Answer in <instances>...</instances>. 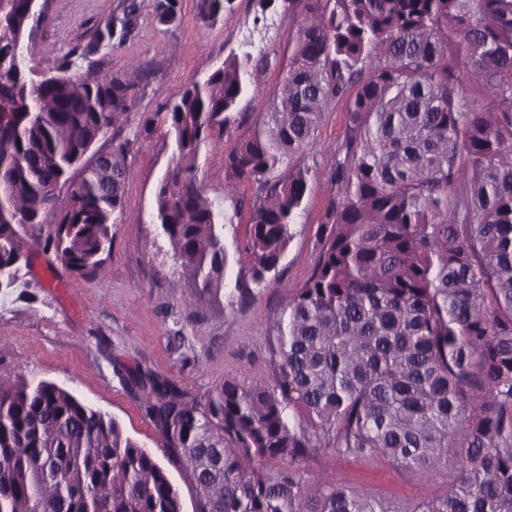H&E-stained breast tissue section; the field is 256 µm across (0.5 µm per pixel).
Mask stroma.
<instances>
[{"mask_svg":"<svg viewBox=\"0 0 512 512\" xmlns=\"http://www.w3.org/2000/svg\"><path fill=\"white\" fill-rule=\"evenodd\" d=\"M156 5L157 0H38L42 16L29 39L33 72H53L69 58L84 78L132 63L149 64L152 77L122 127L131 177L110 258L93 277L83 278L56 260L48 243L50 225L26 235L29 263L12 288H0V379L23 375L64 386L119 421L128 436L163 461L164 441L129 375L148 369L201 399L227 379L247 385L273 381V326L291 292L302 287L318 261V231L329 198L324 174L336 162L348 114L344 100L333 102L311 146L296 158L314 175L278 282L250 288L241 298L200 292L173 259L153 219L171 150L162 132L148 135L142 127L186 84L203 78L230 53L252 44L270 51V66L255 77L261 96L244 99L239 106L244 121L198 159V180L222 212L224 246L235 252L260 191L244 180L233 194H225L224 154L248 135L280 87L298 15L288 0H232L223 20L207 27L197 17L196 0H180L171 23L160 19ZM128 9L133 16L124 37L96 46L97 33ZM305 468L379 496L394 512L441 495L457 476L448 462L406 469L336 457L307 462Z\"/></svg>","mask_w":512,"mask_h":512,"instance_id":"stroma-1","label":"stroma"}]
</instances>
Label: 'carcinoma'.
I'll return each mask as SVG.
<instances>
[{
    "instance_id": "cac0c4a2",
    "label": "carcinoma",
    "mask_w": 512,
    "mask_h": 512,
    "mask_svg": "<svg viewBox=\"0 0 512 512\" xmlns=\"http://www.w3.org/2000/svg\"><path fill=\"white\" fill-rule=\"evenodd\" d=\"M231 0H196L215 24ZM301 8L279 93L224 154L227 187L265 191L231 259L195 162L262 90L266 50L233 54L157 113L173 164L156 221L195 287L276 276L311 171L293 159L346 99L317 264L275 323V376L226 379L200 401L150 370L132 382L191 480L193 512H389L304 476L330 455L404 468L453 456L458 480L408 512H512V0H289ZM173 22L178 0H158ZM35 0H0V288L28 264L23 233L84 278L111 256L128 179L90 158L118 138L151 71L32 77ZM470 85L487 99H465ZM0 512H183L167 469L66 388L0 384Z\"/></svg>"
}]
</instances>
